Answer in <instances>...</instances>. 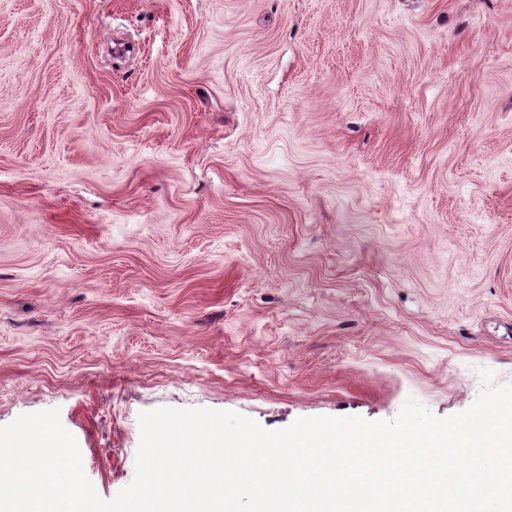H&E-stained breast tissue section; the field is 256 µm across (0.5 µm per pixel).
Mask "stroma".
<instances>
[{
  "label": "stroma",
  "instance_id": "1",
  "mask_svg": "<svg viewBox=\"0 0 512 512\" xmlns=\"http://www.w3.org/2000/svg\"><path fill=\"white\" fill-rule=\"evenodd\" d=\"M512 380V0H0V426L390 420Z\"/></svg>",
  "mask_w": 512,
  "mask_h": 512
}]
</instances>
